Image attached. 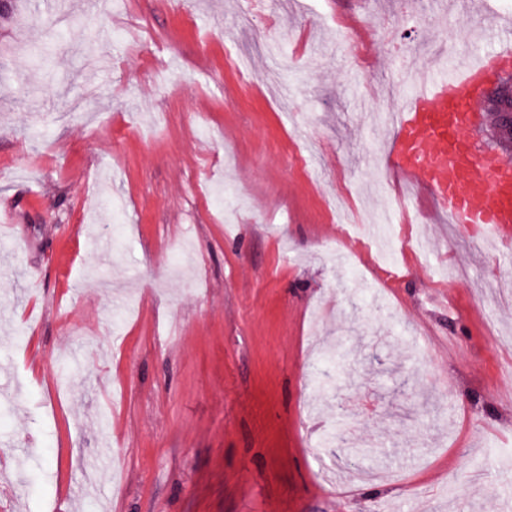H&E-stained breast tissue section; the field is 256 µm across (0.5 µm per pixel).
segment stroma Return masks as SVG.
Returning <instances> with one entry per match:
<instances>
[{
  "mask_svg": "<svg viewBox=\"0 0 512 512\" xmlns=\"http://www.w3.org/2000/svg\"><path fill=\"white\" fill-rule=\"evenodd\" d=\"M348 6L0 0L9 512H504L512 244L378 172L419 44L512 0Z\"/></svg>",
  "mask_w": 512,
  "mask_h": 512,
  "instance_id": "1",
  "label": "stroma"
}]
</instances>
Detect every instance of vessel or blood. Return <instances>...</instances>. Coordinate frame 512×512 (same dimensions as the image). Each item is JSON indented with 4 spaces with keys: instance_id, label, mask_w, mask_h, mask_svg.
<instances>
[{
    "instance_id": "vessel-or-blood-1",
    "label": "vessel or blood",
    "mask_w": 512,
    "mask_h": 512,
    "mask_svg": "<svg viewBox=\"0 0 512 512\" xmlns=\"http://www.w3.org/2000/svg\"><path fill=\"white\" fill-rule=\"evenodd\" d=\"M496 45L453 77L427 68L421 88L397 107L388 154L394 171L415 182L452 223L475 235L512 227V163L478 150L467 138L479 97L492 76L512 67V26H496Z\"/></svg>"
}]
</instances>
